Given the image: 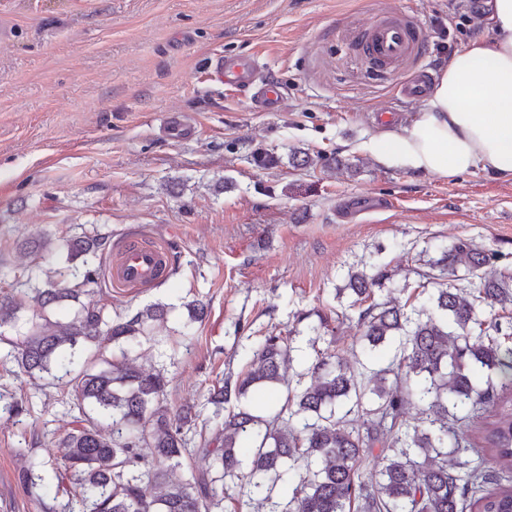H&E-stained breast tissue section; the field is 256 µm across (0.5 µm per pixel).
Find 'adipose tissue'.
<instances>
[{
	"mask_svg": "<svg viewBox=\"0 0 512 512\" xmlns=\"http://www.w3.org/2000/svg\"><path fill=\"white\" fill-rule=\"evenodd\" d=\"M492 37L457 51L410 124L376 134L383 163L452 178L481 168L512 178V0H488Z\"/></svg>",
	"mask_w": 512,
	"mask_h": 512,
	"instance_id": "1",
	"label": "adipose tissue"
}]
</instances>
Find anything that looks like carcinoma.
I'll list each match as a JSON object with an SVG mask.
<instances>
[{
	"instance_id": "carcinoma-1",
	"label": "carcinoma",
	"mask_w": 512,
	"mask_h": 512,
	"mask_svg": "<svg viewBox=\"0 0 512 512\" xmlns=\"http://www.w3.org/2000/svg\"><path fill=\"white\" fill-rule=\"evenodd\" d=\"M109 240L98 232L56 247L41 234L23 240L20 252L58 249L65 265L36 262L0 295V362L37 389L66 381L81 412L58 443L64 471L53 469L76 488L67 512H224L226 500L234 512H512V267L500 252L459 239L424 260L417 287L434 292L420 306L374 300L393 271L349 270L363 353L394 341L388 361L366 372L360 360L318 351L298 370L291 338L271 333L243 347L256 370L213 386L208 401L222 422L195 443L192 409L166 403L165 370L143 368L124 348L154 341L152 326L169 308L155 302L114 318L95 300ZM30 301L42 315H25ZM71 307V319L50 320L48 311ZM492 372L511 394L496 392ZM258 385L286 388L266 415L240 406ZM412 406L421 414L414 422ZM0 413L30 410L0 392ZM197 455L206 468L173 479ZM47 466L28 459L24 485L44 481Z\"/></svg>"
}]
</instances>
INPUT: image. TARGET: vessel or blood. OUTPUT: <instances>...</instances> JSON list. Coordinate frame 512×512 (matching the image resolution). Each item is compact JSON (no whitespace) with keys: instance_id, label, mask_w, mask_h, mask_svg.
Segmentation results:
<instances>
[{"instance_id":"1","label":"vessel or blood","mask_w":512,"mask_h":512,"mask_svg":"<svg viewBox=\"0 0 512 512\" xmlns=\"http://www.w3.org/2000/svg\"><path fill=\"white\" fill-rule=\"evenodd\" d=\"M358 41L370 63L381 69L399 67L421 53L418 27L401 15L370 25L360 33ZM208 69L227 86L256 89L262 111H278L283 88L253 57L219 58L210 61ZM170 266L171 256L165 249L142 237L124 238L114 249L108 275L113 287L145 288L160 281Z\"/></svg>"}]
</instances>
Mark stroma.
Masks as SVG:
<instances>
[{
	"label": "stroma",
	"mask_w": 512,
	"mask_h": 512,
	"mask_svg": "<svg viewBox=\"0 0 512 512\" xmlns=\"http://www.w3.org/2000/svg\"><path fill=\"white\" fill-rule=\"evenodd\" d=\"M392 14L421 25L426 53L386 71L357 39ZM490 34L454 0H0V290L28 262L15 243L40 232L101 227L165 246L177 269L165 283L104 279L97 297L114 314L169 307L154 363L168 370L169 405H201L211 432L208 390L248 370L247 340L289 333L302 358L319 348L354 362L358 312L337 294L349 268L393 269L374 299L402 302L422 250L468 239L512 265V179L386 165L370 144L383 129L375 109L399 106L403 125L418 115L404 82ZM251 53L287 90L278 111H255L204 73L212 56ZM173 112L194 135L164 133ZM295 150L323 166L293 164ZM261 153L274 163L258 166ZM194 299L208 315L193 324ZM323 315L330 330L314 348ZM10 389L33 408L19 424L0 415V512H63L70 482L29 490L20 470L78 412L65 384Z\"/></svg>",
	"instance_id": "1"
}]
</instances>
